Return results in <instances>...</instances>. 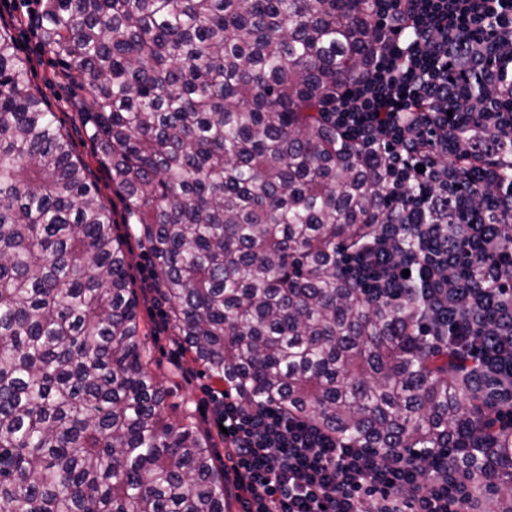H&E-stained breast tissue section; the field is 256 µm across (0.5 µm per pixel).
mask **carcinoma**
<instances>
[{"label": "carcinoma", "mask_w": 512, "mask_h": 512, "mask_svg": "<svg viewBox=\"0 0 512 512\" xmlns=\"http://www.w3.org/2000/svg\"><path fill=\"white\" fill-rule=\"evenodd\" d=\"M42 47L93 93L86 132L169 303L163 325L209 377L359 448H466L487 512H512V357L430 345L482 296L448 232V314L428 289L372 304L337 254L392 223L381 169L326 115L378 49L369 0H40ZM490 97L442 107L469 114ZM487 132L445 165L476 176ZM495 248L512 213L462 182ZM432 210L403 239L402 260ZM29 86L0 28V512H228L224 470L150 369L128 234ZM499 309L477 311L496 335Z\"/></svg>", "instance_id": "carcinoma-1"}]
</instances>
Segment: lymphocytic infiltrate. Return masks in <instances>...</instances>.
<instances>
[{
	"label": "lymphocytic infiltrate",
	"instance_id": "lymphocytic-infiltrate-1",
	"mask_svg": "<svg viewBox=\"0 0 512 512\" xmlns=\"http://www.w3.org/2000/svg\"><path fill=\"white\" fill-rule=\"evenodd\" d=\"M379 45L364 72L343 86L328 116L378 159L395 216V236L428 207L458 211L463 200L446 183L439 133L467 137L474 121L497 127L498 116H448L439 104L464 92L472 77L498 86L500 69L483 48L512 30V0H372ZM469 263L483 289L512 290V251L473 249ZM340 270L367 300L408 296L419 281L442 284L443 266L390 261L381 237L340 259ZM213 423L223 425L224 478L241 512H482L480 488L458 478L457 448H358L269 403L230 390L210 393Z\"/></svg>",
	"mask_w": 512,
	"mask_h": 512
}]
</instances>
